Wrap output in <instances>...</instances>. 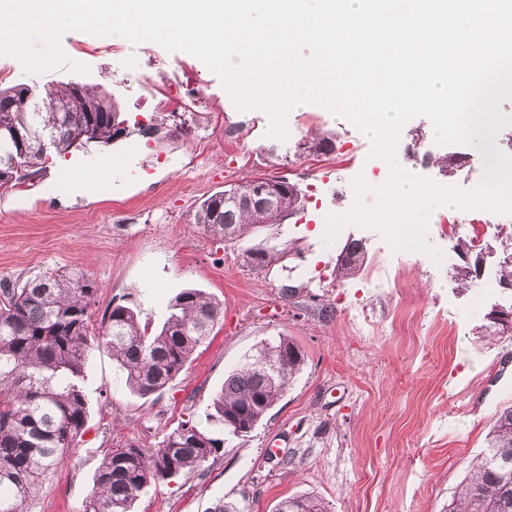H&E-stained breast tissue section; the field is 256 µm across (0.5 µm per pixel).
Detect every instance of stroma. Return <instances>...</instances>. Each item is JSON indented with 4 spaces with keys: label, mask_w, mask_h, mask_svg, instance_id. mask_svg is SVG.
Listing matches in <instances>:
<instances>
[{
    "label": "stroma",
    "mask_w": 512,
    "mask_h": 512,
    "mask_svg": "<svg viewBox=\"0 0 512 512\" xmlns=\"http://www.w3.org/2000/svg\"><path fill=\"white\" fill-rule=\"evenodd\" d=\"M93 34L61 38L66 64L41 74L0 55V88L76 82L111 93L128 122L161 119L156 95L188 93L189 130L163 142L138 135L109 147L89 145L51 156L33 181L0 188V283L21 284L40 273L78 268L97 287L92 327L115 304L134 308L159 329L170 300L203 290L224 307L209 341L164 389L130 392L111 355L93 350L81 386L89 418L61 471L25 503L24 512H82L107 451L127 439L157 447L185 417L205 423L211 397L256 346L285 336L305 364L281 400L242 439L230 440L205 476H180L149 488L135 512H211L221 500L239 512H275L280 500L311 494L329 512H448L473 458L488 446L498 416L512 407V288L487 284L477 295L458 274L466 264L442 224L489 221L474 243L482 273L497 270L512 250V213L435 208L427 241L440 259L392 249L374 229L345 226L326 240V217L354 203L357 176L387 180L390 168L350 121L306 103L287 115L288 136H269L260 109L238 110L220 78L190 53L153 41L123 45L122 55L79 54ZM85 72L74 71V64ZM331 133L329 154L299 151L302 138ZM464 161L445 173L439 155ZM395 160L405 171L462 190L483 177L471 145L440 144L431 120L401 129ZM287 178L303 206L277 224H257L222 240L194 222L215 192L255 176ZM363 247L356 272L335 267L351 241ZM269 251L263 266L248 253ZM292 451L277 465L268 448Z\"/></svg>",
    "instance_id": "stroma-1"
}]
</instances>
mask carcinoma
Masks as SVG:
<instances>
[{
  "label": "carcinoma",
  "instance_id": "carcinoma-1",
  "mask_svg": "<svg viewBox=\"0 0 512 512\" xmlns=\"http://www.w3.org/2000/svg\"><path fill=\"white\" fill-rule=\"evenodd\" d=\"M121 116L112 95L96 86L67 83L44 90L25 85L0 89V186L46 168L54 143L66 155L89 142H115L112 118ZM138 135L159 141L167 127L140 125ZM253 180L216 192L195 212V223L226 239L258 223L256 213L234 198L250 193ZM301 193L286 183L268 217L274 224L298 211ZM362 257L350 242L337 270L347 275ZM96 288L79 272H45L20 287L0 285V512L23 505L55 476L68 451L86 432L88 406L79 385L94 346L112 355L129 389L152 395L173 381L211 335L221 304L187 288L169 303L170 314L155 332L126 305L105 310L91 335L90 310ZM305 358L288 337L265 343L258 354L229 374L211 397L207 426L189 418L145 447L131 438L109 450L95 475L84 512H133L151 486L180 475H202L232 438L246 437L283 396ZM275 512H328L314 496L281 500ZM448 512H512V407L496 420L488 452L470 466Z\"/></svg>",
  "mask_w": 512,
  "mask_h": 512
}]
</instances>
